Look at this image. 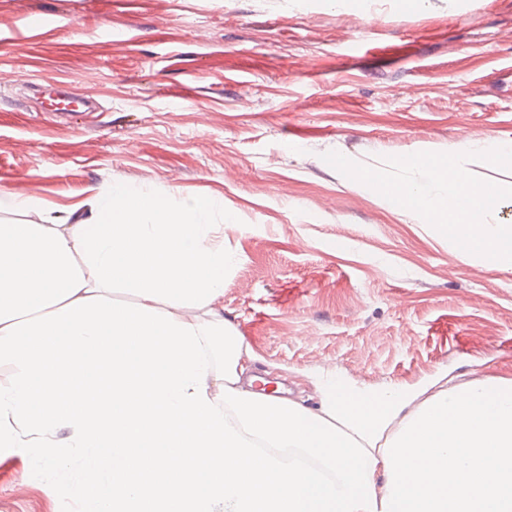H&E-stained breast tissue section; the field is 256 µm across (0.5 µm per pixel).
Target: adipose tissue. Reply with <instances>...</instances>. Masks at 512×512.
Wrapping results in <instances>:
<instances>
[{
  "mask_svg": "<svg viewBox=\"0 0 512 512\" xmlns=\"http://www.w3.org/2000/svg\"><path fill=\"white\" fill-rule=\"evenodd\" d=\"M212 205L116 177L87 223H0V438L80 461L85 512H512V378L426 398L332 381L314 407L253 389L213 310Z\"/></svg>",
  "mask_w": 512,
  "mask_h": 512,
  "instance_id": "obj_1",
  "label": "adipose tissue"
}]
</instances>
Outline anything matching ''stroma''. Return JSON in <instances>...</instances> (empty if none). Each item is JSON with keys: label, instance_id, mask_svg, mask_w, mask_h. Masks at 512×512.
I'll return each mask as SVG.
<instances>
[{"label": "stroma", "instance_id": "obj_1", "mask_svg": "<svg viewBox=\"0 0 512 512\" xmlns=\"http://www.w3.org/2000/svg\"><path fill=\"white\" fill-rule=\"evenodd\" d=\"M89 99L66 117L35 96ZM512 139V0H0V194L80 224L113 177L215 204V309L292 399L512 377V269L321 155ZM81 465L0 442V512H79Z\"/></svg>", "mask_w": 512, "mask_h": 512}]
</instances>
